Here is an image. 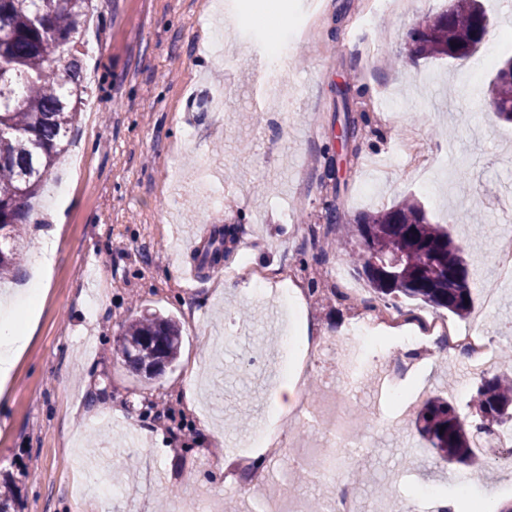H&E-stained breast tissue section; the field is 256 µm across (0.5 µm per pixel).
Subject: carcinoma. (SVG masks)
Instances as JSON below:
<instances>
[{
  "instance_id": "carcinoma-1",
  "label": "carcinoma",
  "mask_w": 512,
  "mask_h": 512,
  "mask_svg": "<svg viewBox=\"0 0 512 512\" xmlns=\"http://www.w3.org/2000/svg\"><path fill=\"white\" fill-rule=\"evenodd\" d=\"M92 10V0H0V276L20 263L16 242L29 223L30 201L78 122L86 85L76 45ZM488 26L480 0H450L411 31L409 53L424 61L466 58L478 50ZM349 86L336 89L335 111L346 112L353 161L362 128L349 115ZM488 97L498 120L512 125V57L499 65ZM346 238L354 271L381 297L459 318L470 312L473 288L464 251L447 227L429 221L417 199L359 215ZM180 346L178 323L154 311L125 326L115 354L148 379L176 361ZM470 407L479 419L473 425L449 400L428 399L414 422L423 447L448 464L483 463L473 448L474 433L512 421V370L502 368L482 381Z\"/></svg>"
}]
</instances>
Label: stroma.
I'll list each match as a JSON object with an SVG mask.
<instances>
[{"label": "stroma", "mask_w": 512, "mask_h": 512, "mask_svg": "<svg viewBox=\"0 0 512 512\" xmlns=\"http://www.w3.org/2000/svg\"><path fill=\"white\" fill-rule=\"evenodd\" d=\"M268 2L102 0L78 47L94 110L81 113L73 134L81 166L66 198L56 202L47 185L33 202L23 253L43 230L53 231L56 247L31 334L0 390V482L13 481L22 512L239 505L240 485L225 484L218 465L262 424L270 382L281 374V343L263 318L272 299L257 297L251 284L225 294L211 279L183 278L192 237L217 226L235 227L251 264L289 265L309 335L342 337L371 318L380 299L353 273L354 298L333 297L328 273L342 257L330 237L309 229L325 226L329 206L342 234L357 214L414 196L463 246L480 286L459 327L480 326L498 351H512V286L488 264L512 237V218L491 206L496 192L512 187V126L496 119L485 96L497 61L512 55L503 0H482L488 33L463 60L415 63L407 54L411 28L446 0L380 14L374 23L389 35L377 46V65L363 50L372 36L359 23L366 0H325L316 39L298 46L278 89L258 103L254 45L271 34L259 19ZM211 35L233 44V69L203 44ZM349 79L366 121L357 160L333 174L329 161L342 152L334 88ZM285 99L295 108L284 114ZM410 138L435 160L423 185L393 162ZM149 310L179 321L183 339L175 365L145 381L114 348L124 325ZM480 382L461 360L440 357L420 380L462 412ZM345 383L329 351L313 363L306 392L321 403ZM190 384L191 406L183 399ZM299 454L287 449L279 477L306 504L323 502L328 490ZM498 454L488 449L487 466L465 486L481 503L511 506L512 470L498 467ZM142 459L157 473L149 496L135 470ZM339 474L365 503L411 496L424 483L449 498L458 488L453 470L437 466L410 428L377 433Z\"/></svg>", "instance_id": "1"}]
</instances>
